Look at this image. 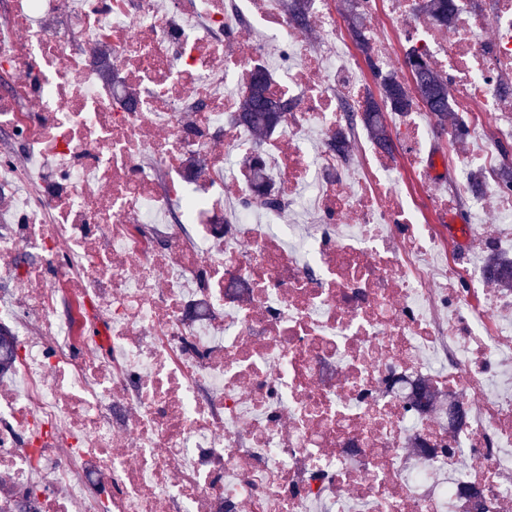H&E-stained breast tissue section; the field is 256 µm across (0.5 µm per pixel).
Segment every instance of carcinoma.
Here are the masks:
<instances>
[{
  "instance_id": "1",
  "label": "carcinoma",
  "mask_w": 512,
  "mask_h": 512,
  "mask_svg": "<svg viewBox=\"0 0 512 512\" xmlns=\"http://www.w3.org/2000/svg\"><path fill=\"white\" fill-rule=\"evenodd\" d=\"M425 8L431 17L440 24L448 23V0H425ZM366 14L358 9V0H353L349 16L353 37L368 64H373L375 51L371 42L364 36ZM414 73V88L398 81L387 73L376 72L375 79L380 96L368 94L362 113L363 126L381 145L389 142L388 132L381 122L382 109L407 113L414 102L421 103L427 114L435 121V126L445 130L448 112L451 111L452 92L448 79L437 71L431 62L408 58ZM269 75L256 69L252 73L249 92L238 106L237 118L258 140L269 138L288 111L289 103L283 99L269 96ZM488 280L491 284L512 286V257L494 252L487 258ZM13 339L4 331L0 332V377L11 372L12 362L9 358Z\"/></svg>"
}]
</instances>
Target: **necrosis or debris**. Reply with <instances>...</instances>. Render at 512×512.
<instances>
[{
	"mask_svg": "<svg viewBox=\"0 0 512 512\" xmlns=\"http://www.w3.org/2000/svg\"><path fill=\"white\" fill-rule=\"evenodd\" d=\"M366 5L381 67L404 78L410 31L474 138L429 208V122L388 113L403 152L333 147L370 80L336 0L304 26L286 0H0V512L512 502V289L438 220L462 199L512 238V0L490 23L452 0L446 27ZM258 67L293 102L260 149L230 120ZM255 156L297 223L260 205Z\"/></svg>",
	"mask_w": 512,
	"mask_h": 512,
	"instance_id": "necrosis-or-debris-1",
	"label": "necrosis or debris"
}]
</instances>
